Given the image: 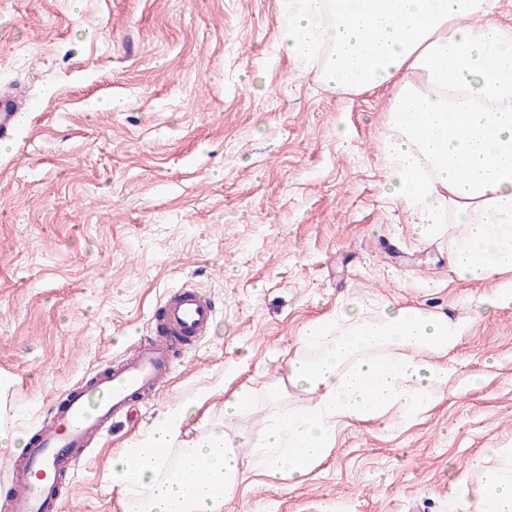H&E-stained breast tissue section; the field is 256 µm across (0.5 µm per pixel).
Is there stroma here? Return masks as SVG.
Masks as SVG:
<instances>
[{"instance_id": "35a3bbf8", "label": "stroma", "mask_w": 512, "mask_h": 512, "mask_svg": "<svg viewBox=\"0 0 512 512\" xmlns=\"http://www.w3.org/2000/svg\"><path fill=\"white\" fill-rule=\"evenodd\" d=\"M282 0H0V86L33 103L0 140V372L15 422L37 432L60 393L149 332L169 290L217 305L148 403L82 463L62 512H124L113 455L228 364L265 390L313 319L359 300L471 318L448 394L381 431L350 420L291 488L250 474L227 512H465L457 476L512 448V303L480 315L490 281L458 278L454 216L420 243L383 195L381 130L398 81L326 88L280 50Z\"/></svg>"}]
</instances>
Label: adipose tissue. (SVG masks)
<instances>
[{
  "label": "adipose tissue",
  "mask_w": 512,
  "mask_h": 512,
  "mask_svg": "<svg viewBox=\"0 0 512 512\" xmlns=\"http://www.w3.org/2000/svg\"><path fill=\"white\" fill-rule=\"evenodd\" d=\"M496 0H287L282 45L320 68L333 89L402 82L383 134V192L434 237L447 212L464 227L449 251L455 272L473 280L512 271V27ZM469 327L418 306H384L366 316L357 300L312 321L268 391L264 434L253 440L228 421L251 408L241 384L224 419L193 420L190 407L164 412L112 459V490L133 512H225L246 473L297 486L324 461L343 421L389 408L408 417L441 400L446 356ZM314 395L300 409L292 397ZM478 456L460 473L471 512H512V448Z\"/></svg>",
  "instance_id": "ef3b65f1"
}]
</instances>
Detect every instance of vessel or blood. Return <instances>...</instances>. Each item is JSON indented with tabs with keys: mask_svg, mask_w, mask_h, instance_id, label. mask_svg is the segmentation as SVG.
<instances>
[{
	"mask_svg": "<svg viewBox=\"0 0 512 512\" xmlns=\"http://www.w3.org/2000/svg\"><path fill=\"white\" fill-rule=\"evenodd\" d=\"M30 108L17 94L0 92V139L16 133ZM215 318L213 300L198 288L170 290L150 321V334L58 397L50 423L29 440L22 458L0 464L12 480L0 512H61L93 442L152 395L173 371L175 346L208 336Z\"/></svg>",
	"mask_w": 512,
	"mask_h": 512,
	"instance_id": "1",
	"label": "vessel or blood"
}]
</instances>
